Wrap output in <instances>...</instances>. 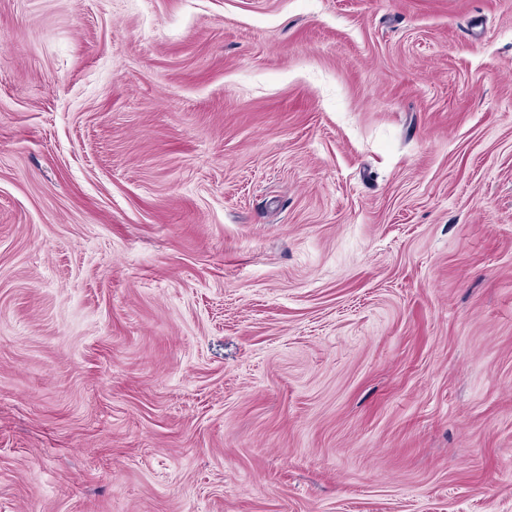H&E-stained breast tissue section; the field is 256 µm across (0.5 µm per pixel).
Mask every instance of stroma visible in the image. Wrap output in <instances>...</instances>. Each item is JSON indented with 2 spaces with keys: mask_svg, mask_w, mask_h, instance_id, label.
Wrapping results in <instances>:
<instances>
[{
  "mask_svg": "<svg viewBox=\"0 0 512 512\" xmlns=\"http://www.w3.org/2000/svg\"><path fill=\"white\" fill-rule=\"evenodd\" d=\"M0 512H512V0H0Z\"/></svg>",
  "mask_w": 512,
  "mask_h": 512,
  "instance_id": "35a3bbf8",
  "label": "stroma"
}]
</instances>
